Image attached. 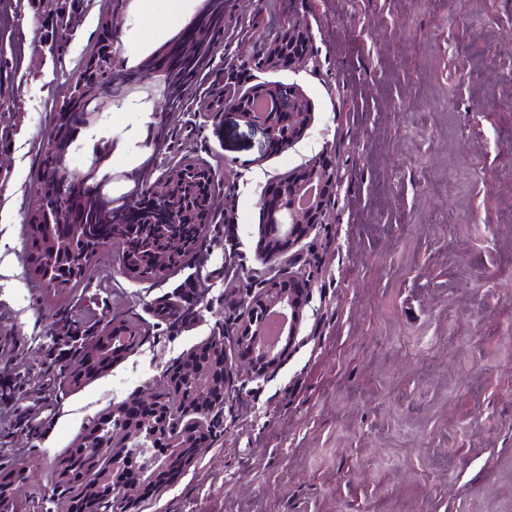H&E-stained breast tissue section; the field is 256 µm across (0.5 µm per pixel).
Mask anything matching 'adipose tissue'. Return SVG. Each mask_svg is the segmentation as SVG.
<instances>
[{"label": "adipose tissue", "instance_id": "ef3b65f1", "mask_svg": "<svg viewBox=\"0 0 512 512\" xmlns=\"http://www.w3.org/2000/svg\"><path fill=\"white\" fill-rule=\"evenodd\" d=\"M204 0H131L126 19L121 26V40L134 47V60L149 56L174 33L173 28L163 23L169 12H178L181 18H189L198 11ZM123 133L113 136L112 151L127 160L125 174L136 180L140 165L152 152L149 130L153 124L151 113L141 111L137 100H123Z\"/></svg>", "mask_w": 512, "mask_h": 512}]
</instances>
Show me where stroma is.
Segmentation results:
<instances>
[{
  "instance_id": "35a3bbf8",
  "label": "stroma",
  "mask_w": 512,
  "mask_h": 512,
  "mask_svg": "<svg viewBox=\"0 0 512 512\" xmlns=\"http://www.w3.org/2000/svg\"><path fill=\"white\" fill-rule=\"evenodd\" d=\"M129 0H0V473L26 471L16 504L65 512L57 478L98 416L157 386L178 358L224 337L243 290L303 267L313 300L302 342L269 381L229 387L202 452L138 512H512V0H224V31L181 111L147 92L163 130L141 188L188 158L215 171L199 249L164 276L122 270L118 243L76 287L30 264L28 218L69 88ZM314 63L270 62L289 22ZM290 84L308 101L300 139L274 152L231 120L225 90ZM321 156L340 184L332 221L268 258L266 186ZM199 290L174 327L163 309ZM136 322L138 344L73 385L47 366L61 320ZM29 414L39 429L15 427Z\"/></svg>"
}]
</instances>
